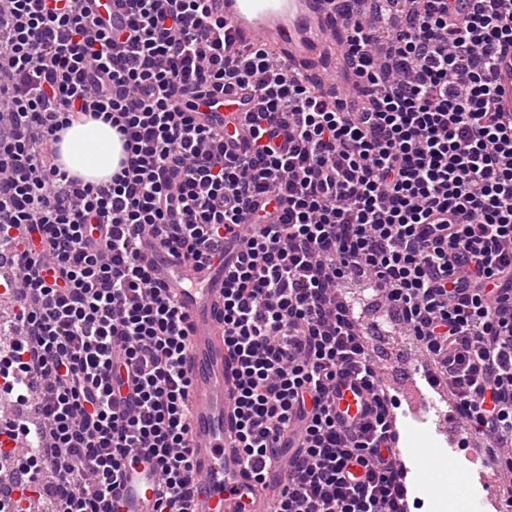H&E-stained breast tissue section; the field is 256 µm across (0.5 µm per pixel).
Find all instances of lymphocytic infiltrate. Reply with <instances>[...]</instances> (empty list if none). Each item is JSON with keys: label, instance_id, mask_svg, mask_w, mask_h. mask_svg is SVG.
I'll return each instance as SVG.
<instances>
[{"label": "lymphocytic infiltrate", "instance_id": "lymphocytic-infiltrate-1", "mask_svg": "<svg viewBox=\"0 0 512 512\" xmlns=\"http://www.w3.org/2000/svg\"><path fill=\"white\" fill-rule=\"evenodd\" d=\"M91 2L0 0V249L17 254L18 299L0 393L37 410L17 426L54 512H118L142 456L161 476L155 512H186L188 330L141 244L196 267L227 233L243 250L224 351L253 490L276 467L277 512H401L384 411L355 431L333 409L337 377L380 383L339 292L357 276L449 378L512 498V112L492 80L512 0H332L338 95L264 46L228 52L209 0H117L116 31ZM232 89L254 102L240 157L194 119ZM84 116L123 143L104 182L59 161Z\"/></svg>", "mask_w": 512, "mask_h": 512}]
</instances>
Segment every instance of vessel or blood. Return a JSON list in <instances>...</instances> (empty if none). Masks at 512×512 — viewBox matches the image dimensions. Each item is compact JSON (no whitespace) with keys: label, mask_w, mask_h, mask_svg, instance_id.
Here are the masks:
<instances>
[{"label":"vessel or blood","mask_w":512,"mask_h":512,"mask_svg":"<svg viewBox=\"0 0 512 512\" xmlns=\"http://www.w3.org/2000/svg\"><path fill=\"white\" fill-rule=\"evenodd\" d=\"M211 6L228 25L233 47L260 42L291 60L311 58L324 47L328 17L325 0H211ZM494 81L504 109L511 111L512 51L500 54ZM223 97L224 107H200L195 119L200 125L223 129L225 149L238 155L246 147L240 125L245 111L242 96L227 91ZM239 251L238 241L226 238L209 263L194 268L176 261L157 243L148 244L144 250L153 280L175 290L188 324L190 464L195 478L188 512H274V502L266 496L243 502L241 495L253 479L231 432L234 390L231 367L224 354L220 310L224 272L235 263ZM397 384L410 400L408 409L396 421L406 447L397 456L398 464L414 470L408 494L433 505L440 494L420 445L425 442L439 449L441 462L453 465L466 449L462 422L455 404L447 397L444 380L425 362L408 363ZM333 401L336 418L345 427H360L372 417L373 395L353 378L345 376L337 381ZM469 452L473 461L480 462L479 449ZM477 477L487 494L469 500L467 512H487L493 501L497 474L479 467ZM158 483V473L150 465L142 462L129 466L116 490L120 512H150Z\"/></svg>","instance_id":"vessel-or-blood-1"}]
</instances>
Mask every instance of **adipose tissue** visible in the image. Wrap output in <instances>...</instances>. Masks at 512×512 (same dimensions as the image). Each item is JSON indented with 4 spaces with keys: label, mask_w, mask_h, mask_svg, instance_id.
Instances as JSON below:
<instances>
[{
    "label": "adipose tissue",
    "mask_w": 512,
    "mask_h": 512,
    "mask_svg": "<svg viewBox=\"0 0 512 512\" xmlns=\"http://www.w3.org/2000/svg\"><path fill=\"white\" fill-rule=\"evenodd\" d=\"M58 148L65 169L89 182L109 180L123 154L110 125L94 120L74 123Z\"/></svg>",
    "instance_id": "obj_1"
}]
</instances>
